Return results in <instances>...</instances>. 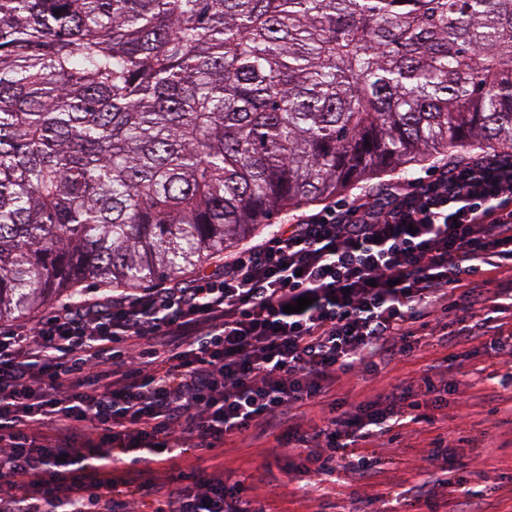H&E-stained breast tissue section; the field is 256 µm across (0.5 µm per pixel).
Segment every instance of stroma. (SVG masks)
Returning <instances> with one entry per match:
<instances>
[{"label": "stroma", "instance_id": "35a3bbf8", "mask_svg": "<svg viewBox=\"0 0 512 512\" xmlns=\"http://www.w3.org/2000/svg\"><path fill=\"white\" fill-rule=\"evenodd\" d=\"M421 336L424 346L417 356L392 363L375 375L343 374L336 382L337 390L354 404L388 384L417 381L426 366L441 363L451 353H470L451 373L458 390L440 411L438 429L414 424L400 429L396 442L384 438L373 442L372 451L384 463L368 483L339 469L316 477L309 497L301 498L300 479L288 475L286 459L272 455L270 437L226 444L225 478L234 481L251 472L271 471L275 480L263 498L267 512H401L400 500L409 489L442 476L427 459L428 444L439 432L448 436L452 477L466 479L472 489H484L498 483L501 474H512V388L493 378L507 351L491 350L480 337L442 343L426 329Z\"/></svg>", "mask_w": 512, "mask_h": 512}]
</instances>
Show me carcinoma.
I'll use <instances>...</instances> for the list:
<instances>
[{
  "instance_id": "1",
  "label": "carcinoma",
  "mask_w": 512,
  "mask_h": 512,
  "mask_svg": "<svg viewBox=\"0 0 512 512\" xmlns=\"http://www.w3.org/2000/svg\"><path fill=\"white\" fill-rule=\"evenodd\" d=\"M449 147L512 158V0H0V319Z\"/></svg>"
}]
</instances>
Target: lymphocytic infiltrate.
Wrapping results in <instances>:
<instances>
[{"label": "lymphocytic infiltrate", "mask_w": 512, "mask_h": 512, "mask_svg": "<svg viewBox=\"0 0 512 512\" xmlns=\"http://www.w3.org/2000/svg\"><path fill=\"white\" fill-rule=\"evenodd\" d=\"M512 262V161H464L327 206L185 287L128 290L0 330V512H260L265 478L210 454L271 436L296 471L367 476L372 440L427 420L451 383L422 376L356 404L339 374L413 357L438 311L482 317L466 278ZM306 296L310 305L285 313ZM321 405L320 418L303 407ZM187 457L184 487L156 464Z\"/></svg>", "instance_id": "obj_1"}]
</instances>
